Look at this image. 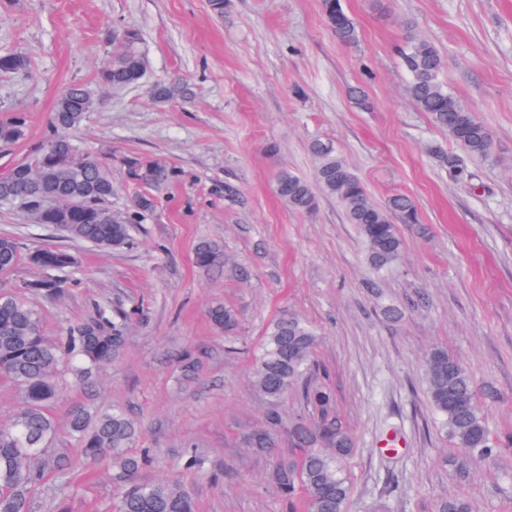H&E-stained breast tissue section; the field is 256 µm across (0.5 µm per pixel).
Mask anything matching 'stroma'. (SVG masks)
Here are the masks:
<instances>
[{
	"label": "stroma",
	"mask_w": 512,
	"mask_h": 512,
	"mask_svg": "<svg viewBox=\"0 0 512 512\" xmlns=\"http://www.w3.org/2000/svg\"><path fill=\"white\" fill-rule=\"evenodd\" d=\"M359 40L346 45L326 24L322 0H0V52L28 61L0 76V111L26 115L25 137L0 147V173L43 139L62 87L90 85L98 105L74 135L112 164L113 210L137 187L125 161L151 157L175 174L132 246L102 251L30 224L0 208V234L22 250L58 247L78 264L60 272L57 301H30L55 337L97 306L133 311L126 351L91 382L70 374L49 408L57 434L48 449L64 475L46 472L29 495L30 512H114L121 480L88 465L70 435L68 413L124 408L137 423L135 452H148L144 481H173L197 512H288L269 481L291 455L280 429L272 453L245 439L270 408L284 421H312L297 393L277 405L251 387L253 354L285 311L319 333L314 353L352 434L344 464L345 512H436L463 494L472 512H512V0H342ZM444 59L449 90L486 122L492 159L469 161L471 183L450 176L447 133L406 93L409 73L396 50L407 22ZM140 34L144 77L115 89L100 83L101 60L116 30ZM189 93L161 104L157 84ZM362 87L360 106L350 90ZM333 145L383 204L412 197L419 221L400 225L402 261L374 274L355 225L335 197L314 213L293 211L274 192L280 171L314 180L311 141ZM275 152H268V145ZM232 184L236 199L224 195ZM224 247L226 267L206 272L196 243ZM379 279V290L367 283ZM400 306L390 322L381 303ZM239 313L234 337L210 321V306ZM444 346L470 371L498 454L475 461L440 433L422 386L424 358ZM197 363L184 376L179 360ZM198 466H188L189 458Z\"/></svg>",
	"instance_id": "1"
}]
</instances>
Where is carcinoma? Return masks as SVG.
<instances>
[{"mask_svg":"<svg viewBox=\"0 0 512 512\" xmlns=\"http://www.w3.org/2000/svg\"><path fill=\"white\" fill-rule=\"evenodd\" d=\"M327 23L343 44L358 41L353 19L340 0H324ZM139 33L126 29L118 33L112 54L98 71L99 80L114 88L138 83L143 63L137 52ZM410 79L406 92L417 108L448 136L463 155L446 154L443 162L454 177L472 179L465 159L487 160L492 155L493 134L475 113L448 91L441 81L443 58L434 44L409 33L398 49ZM27 63L15 53L0 54V74H17ZM181 83L160 84L155 97L165 102L181 95ZM96 101L90 87L74 82L63 87L45 140L30 160L14 164L0 174V207L12 209L25 198L51 202V207L26 217L34 224L61 226L68 239L100 250H118L132 244V225L142 223L155 210V195L171 181L170 168L154 160L138 157L126 160L131 180L150 192L132 199L127 210L112 217L107 214L114 194L112 171L103 161L88 155L69 131L79 127ZM25 117L21 112L0 115V145L16 144L24 136ZM318 159L316 183L319 189L342 206L348 223L356 226L366 249L369 265L376 271L398 263L404 242L398 224L418 223L413 199L398 194L387 203H374L368 190L335 149L322 141L311 144ZM277 196L292 210L311 213L318 205L317 194L303 177L280 172L275 181ZM73 200L85 204L74 208ZM196 266L213 271L226 264L223 246L213 240L199 242L194 251ZM27 262L49 273L76 263L75 256L61 248H36L22 253L17 240L0 235V275H7ZM63 281L46 277L25 283L24 289L56 299L65 292ZM210 319L226 333L238 326V315L230 306L217 305ZM130 316L105 306L94 317L51 339L44 334L41 313L20 292L0 291V374L9 378L21 393V402L10 421L0 425V512H29V492L47 468L57 472L59 462L45 457L57 425L47 407L57 396V374L61 363L72 362L80 382L89 380L103 365L121 358L127 346ZM317 333L300 316L290 312L273 320L264 337L262 351L255 360L252 386L274 404L297 390L317 413L312 422L295 420L288 424V440L299 454L281 458L272 477L280 494L299 498L303 512H344L350 488L341 463L353 452V439L336 417L330 390L318 381L313 353ZM426 397L442 430L454 444L473 457L484 459L499 450L486 419L476 402L474 379L465 365L442 347L432 348L424 366ZM69 428L83 456L92 464L106 462L120 475L131 478L119 492L116 512H195L189 491L175 482H139L132 477L145 458L130 453L137 427L119 407L109 412L91 413L83 407L68 415ZM283 426L280 414L271 410L266 425L248 437V444L264 453L275 446L274 435ZM437 512H471L459 495L441 499Z\"/></svg>","mask_w":512,"mask_h":512,"instance_id":"carcinoma-1","label":"carcinoma"}]
</instances>
